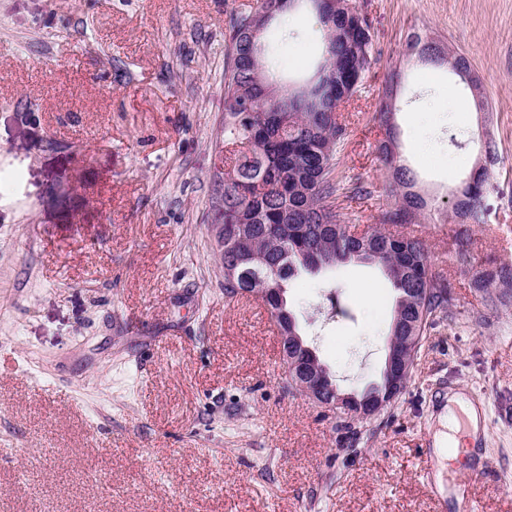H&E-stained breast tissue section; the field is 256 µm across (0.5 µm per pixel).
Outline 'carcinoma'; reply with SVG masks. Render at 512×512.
<instances>
[{"instance_id":"cac0c4a2","label":"carcinoma","mask_w":512,"mask_h":512,"mask_svg":"<svg viewBox=\"0 0 512 512\" xmlns=\"http://www.w3.org/2000/svg\"><path fill=\"white\" fill-rule=\"evenodd\" d=\"M315 16L324 32L312 75L285 79L284 68L269 47L288 33L285 12ZM224 63V143L239 145L233 168L213 174L210 221L215 246L224 256V295H250L264 288L267 305L284 319L294 316L287 285L307 275L334 271L352 263L381 267L395 292L390 334L426 335L434 317L448 309L450 283L432 270L424 242L394 235L387 225L414 224L429 205L411 192L415 175L398 157L397 139L376 146L386 172L391 201L378 224L352 232L341 218L339 197L372 194L356 181L338 192L335 170L347 141L342 108L357 93L373 63V27L354 0H259L249 12L230 13ZM444 52L470 71L467 56L414 34L403 57L438 68ZM398 110L396 98L383 95L378 116L389 130ZM488 171L478 172L450 189L456 225L458 262L471 276V287L490 302L502 301L490 289L512 288V266L472 269L470 226L485 223L481 199Z\"/></svg>"}]
</instances>
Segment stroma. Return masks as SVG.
<instances>
[{
	"label": "stroma",
	"mask_w": 512,
	"mask_h": 512,
	"mask_svg": "<svg viewBox=\"0 0 512 512\" xmlns=\"http://www.w3.org/2000/svg\"><path fill=\"white\" fill-rule=\"evenodd\" d=\"M376 60L343 110L335 175L376 186L345 203L365 230L389 196L375 119L393 69L398 151L434 211L408 233L454 279L406 387L380 417L323 411L286 383L264 304L224 295L210 182L224 144V24L257 0H0V512H454L432 453L449 390L485 410L493 471L480 512H512V300L459 272L445 195L490 133L476 262L512 265V0H356ZM418 33L465 54L487 111L448 67L402 49ZM323 31L300 17L294 68ZM304 342L342 392L384 366L393 294L374 265L287 290Z\"/></svg>",
	"instance_id": "1"
}]
</instances>
